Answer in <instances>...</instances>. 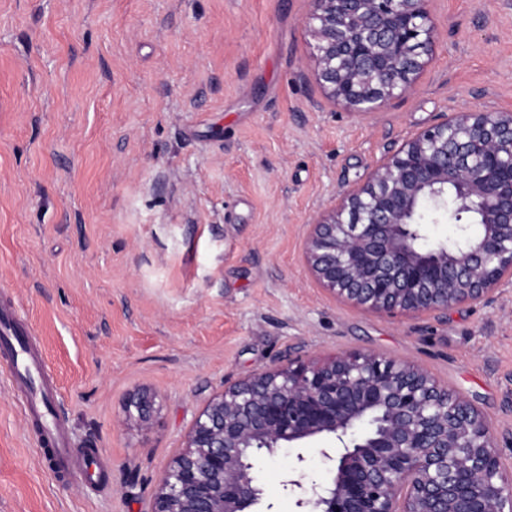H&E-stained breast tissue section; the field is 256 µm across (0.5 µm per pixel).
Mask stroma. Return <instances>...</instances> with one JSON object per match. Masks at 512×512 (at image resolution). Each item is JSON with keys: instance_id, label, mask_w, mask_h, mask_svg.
Segmentation results:
<instances>
[{"instance_id": "35a3bbf8", "label": "stroma", "mask_w": 512, "mask_h": 512, "mask_svg": "<svg viewBox=\"0 0 512 512\" xmlns=\"http://www.w3.org/2000/svg\"><path fill=\"white\" fill-rule=\"evenodd\" d=\"M309 0H0V312L28 326L72 447L60 479L0 354V512H148L225 384L289 353L412 362L490 420L512 470V282L481 304L392 318L335 298L308 226L448 113L512 110V0H431L413 93L370 116L316 81ZM138 389L148 426L125 424ZM315 439L256 462L271 512L327 484ZM304 463H297V456ZM154 398L146 390H138L126 399L124 405V421L127 424L144 425L150 420Z\"/></svg>"}]
</instances>
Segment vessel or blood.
Instances as JSON below:
<instances>
[{
	"instance_id": "b4317fda",
	"label": "vessel or blood",
	"mask_w": 512,
	"mask_h": 512,
	"mask_svg": "<svg viewBox=\"0 0 512 512\" xmlns=\"http://www.w3.org/2000/svg\"><path fill=\"white\" fill-rule=\"evenodd\" d=\"M26 334V327L11 314L0 315V349L4 350L12 365L22 366L25 373L38 377L44 364L33 353ZM53 400L52 392L46 388L23 392L24 407L37 423L40 442L51 446L56 470L68 474L78 451L66 445L60 414Z\"/></svg>"
}]
</instances>
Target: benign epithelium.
Instances as JSON below:
<instances>
[{"label": "benign epithelium", "instance_id": "benign-epithelium-1", "mask_svg": "<svg viewBox=\"0 0 512 512\" xmlns=\"http://www.w3.org/2000/svg\"><path fill=\"white\" fill-rule=\"evenodd\" d=\"M430 0H311L316 79L332 103L375 114L410 94L429 64ZM452 199L459 236L426 247L415 215ZM313 278L363 311L410 317L485 300L512 281V111L457 110L343 190L305 238ZM154 398L126 399L144 425ZM343 444L307 512H512L491 422L417 365L378 353L290 357L224 386L192 423L148 512H251L264 496L255 462L314 439Z\"/></svg>", "mask_w": 512, "mask_h": 512}]
</instances>
